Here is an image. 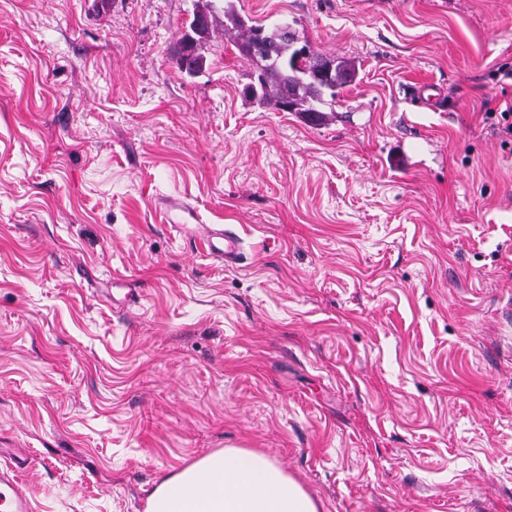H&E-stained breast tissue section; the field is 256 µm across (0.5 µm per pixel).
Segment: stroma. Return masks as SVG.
Wrapping results in <instances>:
<instances>
[{
    "label": "stroma",
    "mask_w": 512,
    "mask_h": 512,
    "mask_svg": "<svg viewBox=\"0 0 512 512\" xmlns=\"http://www.w3.org/2000/svg\"><path fill=\"white\" fill-rule=\"evenodd\" d=\"M228 6L352 65L321 123L243 95ZM506 68L512 0H0V453L34 512H145L224 448L323 512H512ZM214 6L209 5L207 9H201L193 14V19L189 24L190 32L185 33L182 38L178 41L177 46L174 49L172 60L181 72L187 74H193L203 68L206 62V57L200 52L202 42L206 41L209 37V30L211 25V17ZM200 21L203 24L202 34H198L196 31L197 22ZM190 40L197 42V46L194 47L190 44ZM201 238L208 246L209 255H224V261L233 259L238 250V239L224 230L207 229ZM221 240L224 248H221Z\"/></svg>",
    "instance_id": "obj_1"
}]
</instances>
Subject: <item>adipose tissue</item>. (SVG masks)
<instances>
[{"mask_svg":"<svg viewBox=\"0 0 512 512\" xmlns=\"http://www.w3.org/2000/svg\"><path fill=\"white\" fill-rule=\"evenodd\" d=\"M145 512H322V505L266 453L227 448L161 482Z\"/></svg>","mask_w":512,"mask_h":512,"instance_id":"ef3b65f1","label":"adipose tissue"}]
</instances>
